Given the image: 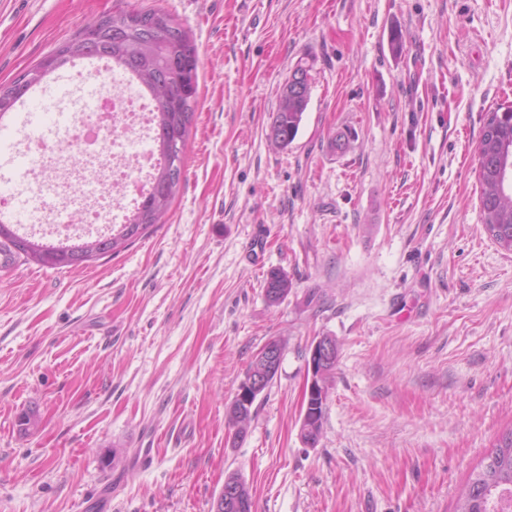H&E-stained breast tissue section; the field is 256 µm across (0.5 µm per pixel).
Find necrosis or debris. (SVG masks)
<instances>
[{
	"mask_svg": "<svg viewBox=\"0 0 512 512\" xmlns=\"http://www.w3.org/2000/svg\"><path fill=\"white\" fill-rule=\"evenodd\" d=\"M108 78L111 87L101 90L93 116L72 122L64 141L28 136L23 142L35 160L73 148L83 162L107 170L108 187L104 190L88 189L83 180L62 182L52 171L42 175L39 182L38 191L42 194L65 185L63 209L77 211L82 223L89 227L127 223L132 205L149 191L160 161L151 148L154 100L132 74L115 69Z\"/></svg>",
	"mask_w": 512,
	"mask_h": 512,
	"instance_id": "necrosis-or-debris-1",
	"label": "necrosis or debris"
}]
</instances>
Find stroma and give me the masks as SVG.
I'll list each match as a JSON object with an SVG mask.
<instances>
[{"instance_id": "35a3bbf8", "label": "stroma", "mask_w": 512, "mask_h": 512, "mask_svg": "<svg viewBox=\"0 0 512 512\" xmlns=\"http://www.w3.org/2000/svg\"><path fill=\"white\" fill-rule=\"evenodd\" d=\"M118 7L164 10L197 46L185 175L117 254L0 267V512H212L232 472L254 512H453L512 426V254L481 222L477 154L512 101V0H0V85ZM300 65L310 101L276 149ZM272 270L292 282L277 305ZM325 335L339 357L309 446ZM273 338L278 374L233 441ZM141 448L154 461L132 467ZM298 73L302 75V79L289 86L287 83L283 92H280L278 108L272 114L269 130L266 131L267 142L276 148L286 149L294 141L309 103L311 82L308 70L302 66L295 68L293 78ZM296 84L301 89H296ZM331 338L336 343L338 348L336 339L333 337ZM332 340L330 339L329 336H318L313 340L310 346V355L308 359L309 380L307 382L305 389V409L303 411L299 427V433L301 438V433H306V430H302V428L307 414L309 399L310 397L317 398L318 396H320L321 399L324 398L322 377L326 367L330 365L332 362L336 361L337 351L336 346L334 345ZM282 352L283 349L279 340L270 339L257 353L256 358L250 364L246 377L239 384L232 401V405L230 406V420L238 430H246L254 413L252 411L254 404L243 416L237 414L233 407L240 411H244L245 408L250 407V405L255 401V398L263 391L264 387L271 382L270 379L273 374L278 371ZM256 360L260 364L261 370L257 374H250L252 371L257 369ZM269 386L270 384L268 387Z\"/></svg>"}]
</instances>
